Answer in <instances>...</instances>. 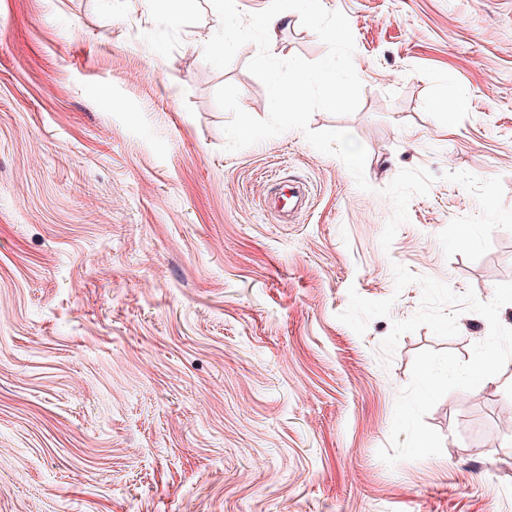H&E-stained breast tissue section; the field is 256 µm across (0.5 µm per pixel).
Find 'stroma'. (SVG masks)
Returning a JSON list of instances; mask_svg holds the SVG:
<instances>
[{
    "instance_id": "35a3bbf8",
    "label": "stroma",
    "mask_w": 512,
    "mask_h": 512,
    "mask_svg": "<svg viewBox=\"0 0 512 512\" xmlns=\"http://www.w3.org/2000/svg\"><path fill=\"white\" fill-rule=\"evenodd\" d=\"M322 4L362 92L309 127L364 146L366 192L298 130L226 151L216 90L259 119L267 92L256 45L205 61L209 0H0V512H512V361L426 415L441 456H377L415 355L489 333L465 310L385 358L422 297L393 264L485 302L512 281V0ZM352 289L396 299L361 336Z\"/></svg>"
}]
</instances>
